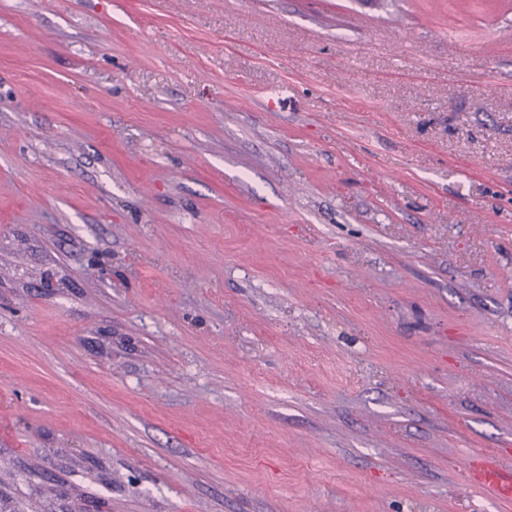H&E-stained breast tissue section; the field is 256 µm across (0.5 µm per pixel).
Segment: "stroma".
Segmentation results:
<instances>
[{
    "label": "stroma",
    "instance_id": "stroma-1",
    "mask_svg": "<svg viewBox=\"0 0 512 512\" xmlns=\"http://www.w3.org/2000/svg\"><path fill=\"white\" fill-rule=\"evenodd\" d=\"M512 0H0V512H512ZM462 476L466 487L487 489L497 501L512 503V467L504 465L499 453L468 456Z\"/></svg>",
    "mask_w": 512,
    "mask_h": 512
}]
</instances>
